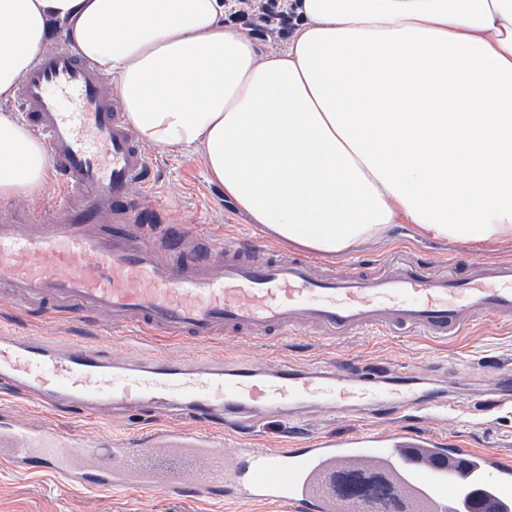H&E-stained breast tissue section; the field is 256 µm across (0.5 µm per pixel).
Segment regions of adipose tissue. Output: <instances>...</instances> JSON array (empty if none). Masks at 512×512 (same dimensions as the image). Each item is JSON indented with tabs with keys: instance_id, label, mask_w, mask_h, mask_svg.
Wrapping results in <instances>:
<instances>
[{
	"instance_id": "1",
	"label": "adipose tissue",
	"mask_w": 512,
	"mask_h": 512,
	"mask_svg": "<svg viewBox=\"0 0 512 512\" xmlns=\"http://www.w3.org/2000/svg\"><path fill=\"white\" fill-rule=\"evenodd\" d=\"M286 48L227 0H0V199L42 193L4 104L53 35L117 79L139 139L197 152L274 240L336 256L395 224L512 239V0H289Z\"/></svg>"
}]
</instances>
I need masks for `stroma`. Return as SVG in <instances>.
<instances>
[{
	"instance_id": "obj_1",
	"label": "stroma",
	"mask_w": 512,
	"mask_h": 512,
	"mask_svg": "<svg viewBox=\"0 0 512 512\" xmlns=\"http://www.w3.org/2000/svg\"><path fill=\"white\" fill-rule=\"evenodd\" d=\"M134 195L153 203L161 218L176 222L186 236L205 233L214 238L236 234L263 236V229L253 224L224 199L223 188L212 183L199 158L192 152L160 153L156 156L149 188H134ZM408 250L412 259L431 269H439L449 259L463 262L512 256V240L493 245L451 244L419 237L405 224L396 225L381 242L367 243L338 255L341 266L364 264L380 268L397 250ZM0 329L14 333L42 336L52 342L79 337L97 345H109L115 353L127 355L131 349L122 329L101 318L82 325L67 320L27 314L0 305ZM227 365L286 360L301 366L328 365L336 358H350L353 370L373 371L393 376L416 371L417 394L435 390L436 380L453 383L467 376L470 386L458 406L446 420L418 423L400 422L379 407L370 417L352 420L341 415L321 414L310 422L321 434L347 436L363 429L399 428L419 434L441 435L460 440L471 448H483L512 456V406L491 414L482 413L477 394L494 391L498 384L499 363L512 362V324L482 322L466 336L449 343H436L425 337L387 336L369 329L346 339L332 342L312 333L273 337L265 342H228ZM28 421H48L60 429L87 438L110 434L142 439L153 422L144 411H132L118 421L82 419L69 412L46 414L14 394L0 393V414ZM0 512H264L263 508L224 507L204 504L189 497L175 498L164 493L140 496L123 492L91 491L70 486L54 474L32 468L14 472L0 468Z\"/></svg>"
}]
</instances>
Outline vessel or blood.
Segmentation results:
<instances>
[{
  "label": "vessel or blood",
  "mask_w": 512,
  "mask_h": 512,
  "mask_svg": "<svg viewBox=\"0 0 512 512\" xmlns=\"http://www.w3.org/2000/svg\"><path fill=\"white\" fill-rule=\"evenodd\" d=\"M115 83L61 47L40 54L17 90L16 106L43 139L60 195L48 219L0 211V302L48 316L94 320L108 314L131 342L194 341V357L114 361L76 340L56 347L37 336L0 335V381L40 407L96 418L145 406L158 423L147 443L90 440L52 427L0 421V465H32L113 492L163 491L202 499L276 502L294 512H363L339 489L345 473L383 477L405 504L428 512H512V460L479 448L404 431L294 437L287 448L238 440L222 429L297 417L312 405L359 414L383 397L439 418L456 391L410 397L413 374L384 381L347 364L286 362L235 368L208 354L218 340L293 336L318 329L336 339L374 328L393 336L457 338L482 320L512 321V258L432 272L398 259L379 272L339 276L313 257L259 237L184 243L176 226L132 195L148 186L154 155L114 105ZM502 389L488 408L512 403ZM152 446L160 465L139 463Z\"/></svg>",
  "instance_id": "1"
}]
</instances>
